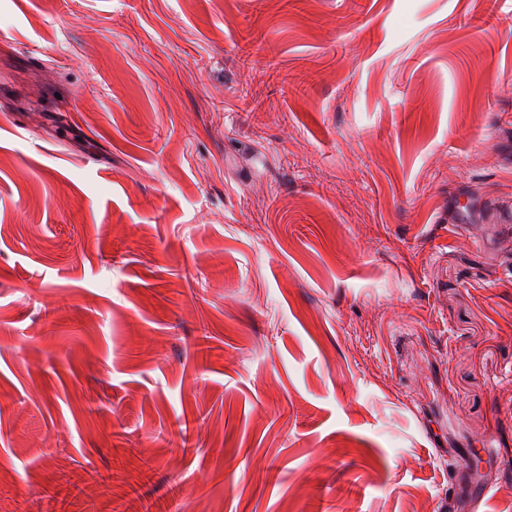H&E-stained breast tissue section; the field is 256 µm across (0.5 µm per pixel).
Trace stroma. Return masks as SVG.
Masks as SVG:
<instances>
[{
	"label": "stroma",
	"instance_id": "1",
	"mask_svg": "<svg viewBox=\"0 0 512 512\" xmlns=\"http://www.w3.org/2000/svg\"><path fill=\"white\" fill-rule=\"evenodd\" d=\"M174 498L512 512V0H0V512Z\"/></svg>",
	"mask_w": 512,
	"mask_h": 512
}]
</instances>
